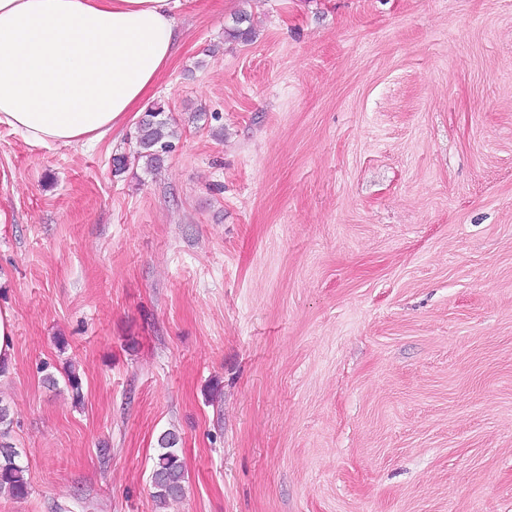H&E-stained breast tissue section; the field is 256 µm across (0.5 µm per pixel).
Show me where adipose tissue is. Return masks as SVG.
Masks as SVG:
<instances>
[{
    "label": "adipose tissue",
    "mask_w": 512,
    "mask_h": 512,
    "mask_svg": "<svg viewBox=\"0 0 512 512\" xmlns=\"http://www.w3.org/2000/svg\"><path fill=\"white\" fill-rule=\"evenodd\" d=\"M178 0H0V126L97 146L140 112L180 42Z\"/></svg>",
    "instance_id": "1"
}]
</instances>
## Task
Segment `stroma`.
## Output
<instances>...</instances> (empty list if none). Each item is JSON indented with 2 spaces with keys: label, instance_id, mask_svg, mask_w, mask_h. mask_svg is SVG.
<instances>
[{
  "label": "stroma",
  "instance_id": "obj_1",
  "mask_svg": "<svg viewBox=\"0 0 512 512\" xmlns=\"http://www.w3.org/2000/svg\"><path fill=\"white\" fill-rule=\"evenodd\" d=\"M177 15L158 169L0 127V512H512V0ZM13 327L14 319L12 311L7 307L0 308V373H5L8 368L7 362L13 355ZM9 405L0 396V493L13 499H25L30 494L26 469L19 462L20 451L8 441L12 429ZM177 439L171 432H164L158 439V451L151 473L153 499L158 504L176 501L184 495L186 470L175 448Z\"/></svg>",
  "mask_w": 512,
  "mask_h": 512
}]
</instances>
